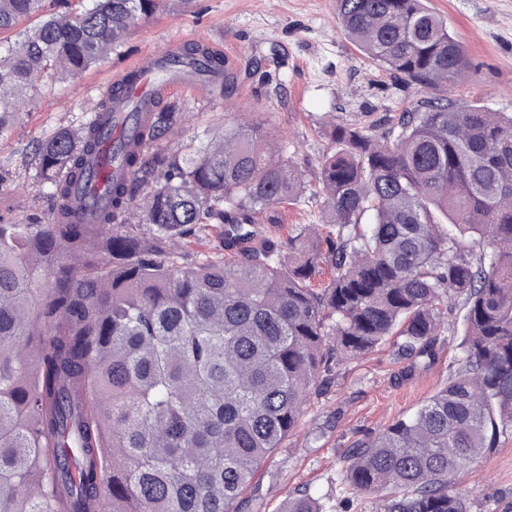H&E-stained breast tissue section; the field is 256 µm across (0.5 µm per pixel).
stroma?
Segmentation results:
<instances>
[{
	"label": "stroma",
	"mask_w": 512,
	"mask_h": 512,
	"mask_svg": "<svg viewBox=\"0 0 512 512\" xmlns=\"http://www.w3.org/2000/svg\"><path fill=\"white\" fill-rule=\"evenodd\" d=\"M459 36L468 57L465 75L446 88L464 104L512 113V0H428ZM223 44L239 51L230 95L170 97L181 112L177 133L151 142L149 152L205 145L241 114L268 128L306 181H313L331 141L327 120L367 124L403 112L420 98L362 55L341 32L336 0H193L188 9L163 10L140 19L122 44L89 69L59 78L44 74L34 111L19 114L0 135V223L44 224L52 209L47 188L36 182V144L63 128L88 122L103 98L99 88L115 69L169 45ZM464 311L443 333L434 359L408 368L390 346L339 365L328 387L312 397L286 448L270 460L257 512H280L289 495L308 491L324 512H376L378 498L349 488L342 479L352 443L378 433L416 410L446 383L460 353ZM471 512H512V426L498 446L459 473Z\"/></svg>",
	"instance_id": "obj_1"
}]
</instances>
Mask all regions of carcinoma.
Here are the masks:
<instances>
[{"label": "carcinoma", "instance_id": "obj_1", "mask_svg": "<svg viewBox=\"0 0 512 512\" xmlns=\"http://www.w3.org/2000/svg\"><path fill=\"white\" fill-rule=\"evenodd\" d=\"M44 0H0V135L38 96L116 50L163 0H89L23 29ZM365 56L421 91L468 67L424 0H336ZM182 58L208 57L189 43ZM183 115L139 121L149 144ZM331 125L313 224L281 238L259 215L304 195L269 132L242 117L205 146L149 154L112 142L109 207L70 219L100 126L38 143L46 224H0V512H250L247 492L299 425L332 364L392 344L415 367L436 355L453 305L461 358L411 415L345 455L343 479L382 512H470L456 475L512 425V115L424 97L388 120ZM218 252L175 242L218 225ZM477 247L476 256L472 248ZM335 274L315 288L321 266ZM283 512H323L307 491Z\"/></svg>", "mask_w": 512, "mask_h": 512}]
</instances>
